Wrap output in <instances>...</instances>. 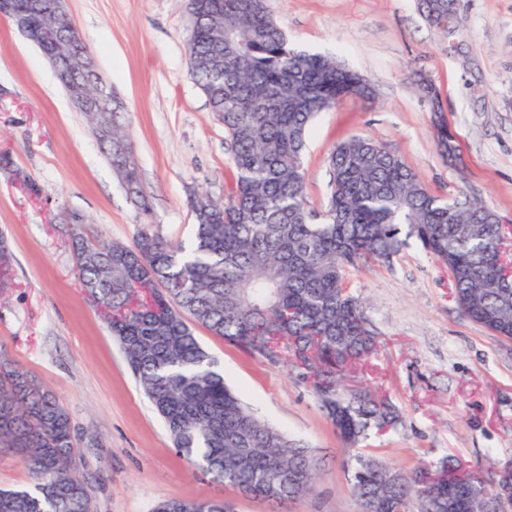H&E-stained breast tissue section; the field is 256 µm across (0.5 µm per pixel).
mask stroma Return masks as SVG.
Masks as SVG:
<instances>
[{"mask_svg":"<svg viewBox=\"0 0 512 512\" xmlns=\"http://www.w3.org/2000/svg\"><path fill=\"white\" fill-rule=\"evenodd\" d=\"M300 49L336 56L364 75L372 98H346L313 122L303 156L306 199L332 190L327 156L359 135L395 148L442 198L481 199L512 225V0H456L454 35L417 0H266ZM82 40L128 110L146 207L105 159L91 124L40 51L0 17V234L13 252V286L0 290V359L23 367L67 410L73 472L93 512H153L170 498L233 500L236 512H272L177 454L118 343L86 302L71 240L134 245L149 227L189 241L193 201L223 200L232 176L224 125L187 63L189 0H67ZM433 87L442 108L433 114ZM455 137L458 162L436 145ZM84 222L69 224L70 213ZM378 335L348 385L387 396L403 424L362 446L412 470L443 455L492 473L512 464V344L462 315L440 262L410 242L393 261L349 276ZM194 333L228 384L262 420L308 446L316 489L288 512H358L346 445L312 388L213 335Z\"/></svg>","mask_w":512,"mask_h":512,"instance_id":"stroma-1","label":"stroma"}]
</instances>
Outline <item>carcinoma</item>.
I'll use <instances>...</instances> for the list:
<instances>
[{
	"instance_id": "obj_1",
	"label": "carcinoma",
	"mask_w": 512,
	"mask_h": 512,
	"mask_svg": "<svg viewBox=\"0 0 512 512\" xmlns=\"http://www.w3.org/2000/svg\"><path fill=\"white\" fill-rule=\"evenodd\" d=\"M197 22L186 38L188 66L212 112L224 123L233 180L224 201L198 200L189 243L150 229L135 244L91 247L72 240L85 297L104 309L140 386L176 452L236 494L278 504L310 494L316 466L307 446L259 419L226 384L224 373L185 319L215 336L287 365L309 384L344 440L395 429L401 417L385 398L342 393L349 373L371 356L377 338L347 275L369 260L389 263L408 241L448 269L461 313L512 343V228L467 196L431 194L392 147L352 136L328 157L332 191L325 209L305 199L303 154L312 121L372 87L334 57L293 45L266 0H193ZM429 24L448 32V0H420ZM70 31L49 14L28 32L45 57ZM125 107L93 112L92 130L133 196L144 199ZM13 254L0 237V288L12 284ZM0 445L25 458L34 485L0 490V512H89L71 472L70 417L26 370L0 361ZM456 460L407 472L357 454L351 492L358 512H488L493 478L474 471L453 479ZM154 512H234L231 501L172 498Z\"/></svg>"
}]
</instances>
